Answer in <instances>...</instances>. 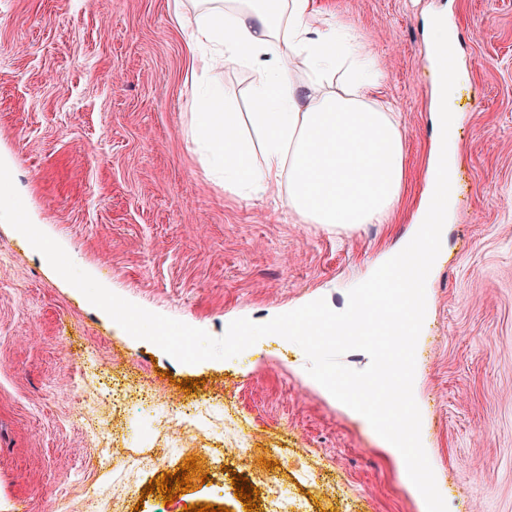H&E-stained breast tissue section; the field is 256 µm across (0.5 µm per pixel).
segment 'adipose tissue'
Returning <instances> with one entry per match:
<instances>
[{
	"label": "adipose tissue",
	"mask_w": 512,
	"mask_h": 512,
	"mask_svg": "<svg viewBox=\"0 0 512 512\" xmlns=\"http://www.w3.org/2000/svg\"><path fill=\"white\" fill-rule=\"evenodd\" d=\"M190 31L191 126L226 192L260 199L286 188L304 224H384L406 186L405 135L390 104L372 98L377 61L313 0H195ZM250 71L253 110H220L209 75ZM250 121L252 149L239 134Z\"/></svg>",
	"instance_id": "adipose-tissue-1"
}]
</instances>
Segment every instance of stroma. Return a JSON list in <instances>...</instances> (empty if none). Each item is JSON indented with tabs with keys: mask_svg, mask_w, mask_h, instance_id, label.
<instances>
[{
	"mask_svg": "<svg viewBox=\"0 0 512 512\" xmlns=\"http://www.w3.org/2000/svg\"><path fill=\"white\" fill-rule=\"evenodd\" d=\"M381 63L372 91L405 134L407 182L387 224L333 229L288 214L283 194L225 192L191 131L188 32L174 0H0V159L32 222L74 263L145 309L222 336L318 298L343 310L359 275L409 233L432 141L423 21L451 14L464 75L455 106V213L427 290L416 347L422 442L448 512H512V0H316ZM214 80L249 112L251 75ZM149 386L160 402L214 399L308 512H426L394 455L355 413L306 379L277 335L239 356L184 364L131 337L0 222V512H55L114 462L156 457V412L98 405L84 369ZM196 380L191 391L182 382ZM333 495L315 493L298 449ZM241 460L193 477L173 504L130 490L100 512H245Z\"/></svg>",
	"mask_w": 512,
	"mask_h": 512,
	"instance_id": "stroma-1",
	"label": "stroma"
}]
</instances>
